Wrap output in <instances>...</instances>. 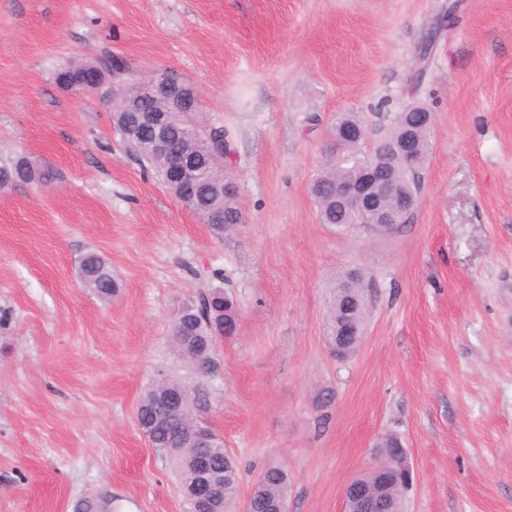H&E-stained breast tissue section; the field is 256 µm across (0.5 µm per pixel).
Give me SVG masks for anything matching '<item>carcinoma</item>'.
I'll return each mask as SVG.
<instances>
[{
    "mask_svg": "<svg viewBox=\"0 0 512 512\" xmlns=\"http://www.w3.org/2000/svg\"><path fill=\"white\" fill-rule=\"evenodd\" d=\"M123 107L124 111L112 113V120L122 136L125 151L140 162L146 173L158 178L177 200L209 224L216 234L235 230L242 223L243 211L237 197L224 192L226 171L223 162L229 153L215 154L211 151L199 130L197 117L157 99L144 101L135 90L127 93ZM160 107L167 110L165 122L169 129V152L182 154L198 164L195 195L190 199L183 195L178 175L169 171L167 163L154 153L152 133L143 125L141 109ZM431 128L432 114L428 107L419 102L407 103L380 131L379 139L369 150L363 138L338 139L344 129L366 130L365 117L359 112L339 113L331 131L332 143L327 150L329 160L311 186L321 222L345 228L367 224L369 234L378 239L399 232L402 225L386 224L370 210L343 209L336 200V191L341 185L362 180L371 173L380 184H398L407 197L418 201L421 170L432 150ZM408 136L418 156V163L411 167L406 166L395 153L397 145ZM50 180L47 168L23 154L0 164V190L18 181L43 185ZM79 277L82 286L102 301L111 300L118 289L111 262L95 250L86 252L80 259ZM351 308L355 309V321L363 324L365 289L360 277L349 272L339 280L334 290L327 318V336L333 338L340 332ZM233 311L229 296L220 288L203 291L180 305L170 327L172 346L177 357L189 364L197 375L206 376L214 371L213 349L216 341L224 336V325L234 321ZM176 393L184 395V412L167 419L154 417L157 404ZM202 398L199 390L192 389L182 380L164 377L145 392L137 408L139 425L152 426L156 447L166 455L181 477L183 512H193L191 488L199 460L195 450L180 441L177 433L205 429L194 416V409ZM204 452L210 464L219 471L222 481L221 494L214 501L212 512H234L239 484L237 465L217 437L207 442ZM387 479L389 486L383 498L373 506V512H396L404 504L401 474L390 471ZM289 484L287 469L282 466L265 468L250 496L254 512H274L275 507L288 497Z\"/></svg>",
    "mask_w": 512,
    "mask_h": 512,
    "instance_id": "1",
    "label": "carcinoma"
}]
</instances>
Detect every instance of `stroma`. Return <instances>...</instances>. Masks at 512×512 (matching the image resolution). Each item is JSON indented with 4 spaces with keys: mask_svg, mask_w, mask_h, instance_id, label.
<instances>
[{
    "mask_svg": "<svg viewBox=\"0 0 512 512\" xmlns=\"http://www.w3.org/2000/svg\"><path fill=\"white\" fill-rule=\"evenodd\" d=\"M106 53L199 90L230 144L234 233L143 173L107 93L57 85ZM413 100L434 115L413 223L374 241L320 223L309 187L337 113L373 130ZM19 153L58 178L0 191V512H183L136 411L160 374L190 375L169 324L212 288L238 323L193 377L195 414L236 459L239 502L280 464L288 512H343L394 433L416 470L408 512H512V0H0V161ZM91 249L111 302L80 284ZM351 270L365 337L339 362L327 312ZM79 277L83 288L102 301H110L119 288L111 262L95 250L86 252L80 259Z\"/></svg>",
    "mask_w": 512,
    "mask_h": 512,
    "instance_id": "1",
    "label": "stroma"
}]
</instances>
